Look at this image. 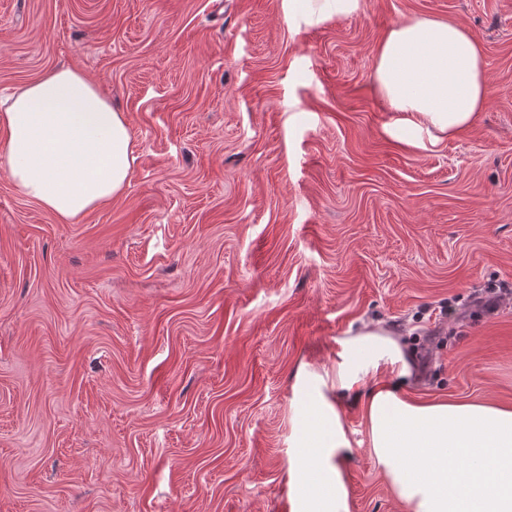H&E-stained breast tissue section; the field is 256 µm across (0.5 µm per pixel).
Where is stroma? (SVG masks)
Here are the masks:
<instances>
[{"label": "stroma", "instance_id": "stroma-1", "mask_svg": "<svg viewBox=\"0 0 512 512\" xmlns=\"http://www.w3.org/2000/svg\"><path fill=\"white\" fill-rule=\"evenodd\" d=\"M454 19L487 102L432 151L383 132L372 70L404 19ZM74 67L127 118L112 202L62 224L0 171V512H283L296 374L380 324L450 329L414 399L512 408V0H0V98ZM339 410L349 512H407ZM288 21L315 26L333 16H350L361 8V0H283ZM512 284L508 281H501L498 284H491L484 289L474 291L469 298L472 309L484 313H494L501 306L506 298L511 299Z\"/></svg>", "mask_w": 512, "mask_h": 512}]
</instances>
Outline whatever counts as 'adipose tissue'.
Returning <instances> with one entry per match:
<instances>
[{
  "label": "adipose tissue",
  "mask_w": 512,
  "mask_h": 512,
  "mask_svg": "<svg viewBox=\"0 0 512 512\" xmlns=\"http://www.w3.org/2000/svg\"><path fill=\"white\" fill-rule=\"evenodd\" d=\"M361 0H283L295 24L350 16ZM372 83L391 116L389 136L421 150L473 125L486 103L482 50L452 20L411 17L382 38ZM0 167L28 198L71 224L125 189L134 158L128 122L74 68L51 70L0 108ZM411 365L373 327L340 339L336 371L297 375L289 450L293 512H349L345 467L353 452L336 396L382 381L363 407L370 453L408 512H512V408L395 390Z\"/></svg>",
  "instance_id": "adipose-tissue-1"
}]
</instances>
